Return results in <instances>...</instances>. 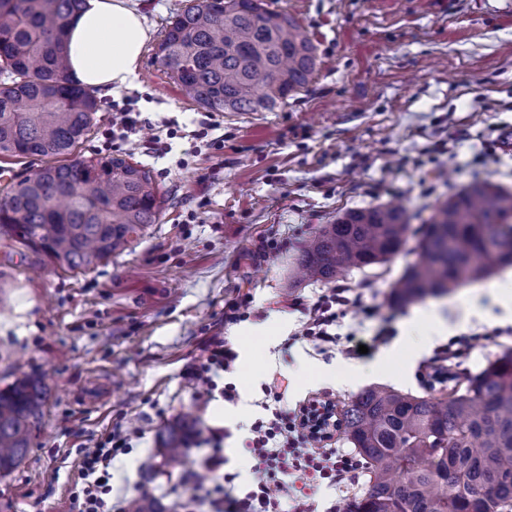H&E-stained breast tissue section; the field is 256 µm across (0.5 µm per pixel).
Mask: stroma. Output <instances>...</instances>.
I'll return each mask as SVG.
<instances>
[{
	"mask_svg": "<svg viewBox=\"0 0 512 512\" xmlns=\"http://www.w3.org/2000/svg\"><path fill=\"white\" fill-rule=\"evenodd\" d=\"M310 34L313 82L271 112H207L185 99L145 46L137 83L102 98L99 130L84 156L132 154L167 191L159 220L121 254L73 275L43 264L32 272L13 241L0 239V388L23 377L45 383L43 415L30 444L0 474V512H67L81 449L116 419L139 436L112 467V494L146 487L180 512L189 474L207 452L206 427L229 433L225 471L252 478L249 426L263 417L264 387L284 377L282 405L314 397L344 408L372 386L430 395L440 348L473 338L449 359L453 384L512 347V308L496 301L512 267L442 298L392 305L390 285L416 260L417 230L456 189L488 180L512 189V0H265ZM130 99L145 126L112 148L101 134L113 103ZM399 201L414 231L387 262L338 282L365 291L372 315L347 312L339 334L369 343L363 357L300 339L291 299L315 300L324 285L293 283L305 240L350 209ZM287 241L277 260L255 258L262 239ZM249 295L242 338L224 305ZM391 331L386 340L373 336ZM224 336L238 353L228 375L239 398L190 385L184 367L203 341ZM333 370L339 381L320 379ZM184 420L183 465L157 456L167 428ZM154 456L156 471L142 463Z\"/></svg>",
	"mask_w": 512,
	"mask_h": 512,
	"instance_id": "stroma-1",
	"label": "stroma"
}]
</instances>
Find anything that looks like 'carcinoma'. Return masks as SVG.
Returning a JSON list of instances; mask_svg holds the SVG:
<instances>
[{
    "instance_id": "cac0c4a2",
    "label": "carcinoma",
    "mask_w": 512,
    "mask_h": 512,
    "mask_svg": "<svg viewBox=\"0 0 512 512\" xmlns=\"http://www.w3.org/2000/svg\"><path fill=\"white\" fill-rule=\"evenodd\" d=\"M85 0H0V154L37 157L36 171L0 187V236L65 272H87L157 222L163 194L150 170L124 155L77 154L95 130L94 92L64 78L69 19ZM185 98L207 112L273 111L307 88L316 46L263 0H189L154 48ZM406 211L349 210L301 251L295 279L330 282L396 254L410 236ZM512 266V190L475 181L423 222L418 259L394 282L405 305ZM40 382L0 389V473L13 468L41 415ZM346 438L367 463L368 492L351 512H512V348L464 391L417 397L375 386L342 413ZM182 427L163 442L181 457Z\"/></svg>"
}]
</instances>
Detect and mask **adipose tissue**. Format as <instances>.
Returning a JSON list of instances; mask_svg holds the SVG:
<instances>
[{"mask_svg":"<svg viewBox=\"0 0 512 512\" xmlns=\"http://www.w3.org/2000/svg\"><path fill=\"white\" fill-rule=\"evenodd\" d=\"M151 33L134 0H86L67 27L69 77L103 96L131 86Z\"/></svg>","mask_w":512,"mask_h":512,"instance_id":"adipose-tissue-1","label":"adipose tissue"}]
</instances>
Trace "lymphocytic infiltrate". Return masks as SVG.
Listing matches in <instances>:
<instances>
[{"label": "lymphocytic infiltrate", "instance_id": "obj_1", "mask_svg": "<svg viewBox=\"0 0 512 512\" xmlns=\"http://www.w3.org/2000/svg\"><path fill=\"white\" fill-rule=\"evenodd\" d=\"M364 293L355 288L333 287L307 306L300 338L326 349L337 337L332 328L348 310H365ZM237 352L215 335L204 340L201 352L189 363L183 376L193 386L219 391L224 401H235L233 384H219L220 374L233 372ZM283 382L272 379L265 393L275 402L269 416L251 426L247 451L253 460L254 479L239 494L225 486L232 474L224 473L221 444L225 433L209 428L207 440L213 449L200 471L193 474V487L211 499L217 512H338L337 503L319 504L313 492L319 486L339 487L351 481L359 468L354 454L335 448L336 406L328 399L314 398L298 408H281ZM130 431L116 422L93 447L84 449L79 462L81 481L72 488L68 512H124L122 501L112 497L109 468L118 456L129 451Z\"/></svg>", "mask_w": 512, "mask_h": 512}]
</instances>
